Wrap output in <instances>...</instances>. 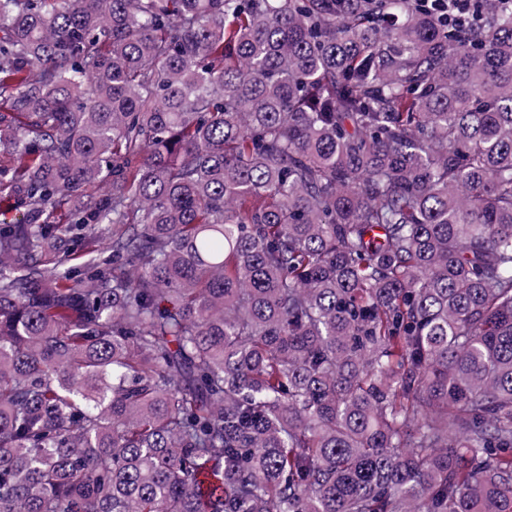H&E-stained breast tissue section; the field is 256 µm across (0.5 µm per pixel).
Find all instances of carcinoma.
<instances>
[{
  "mask_svg": "<svg viewBox=\"0 0 512 512\" xmlns=\"http://www.w3.org/2000/svg\"><path fill=\"white\" fill-rule=\"evenodd\" d=\"M0 198V512H512L498 0H0ZM424 4L431 13H439V18L448 16V24L460 30L477 24L483 13V0H426Z\"/></svg>",
  "mask_w": 512,
  "mask_h": 512,
  "instance_id": "cac0c4a2",
  "label": "carcinoma"
}]
</instances>
